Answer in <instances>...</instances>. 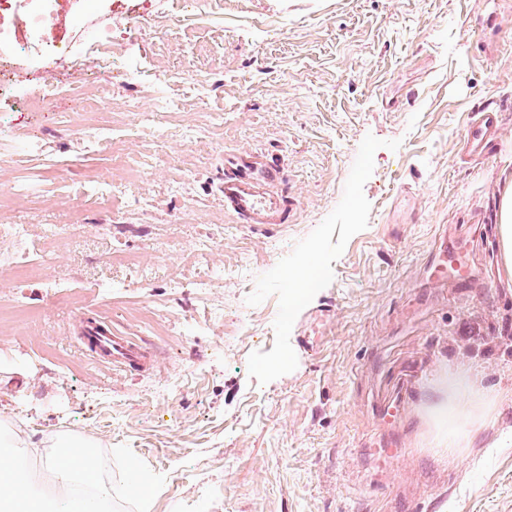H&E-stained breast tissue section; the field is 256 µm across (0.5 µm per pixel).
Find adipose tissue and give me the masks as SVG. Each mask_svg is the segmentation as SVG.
Returning a JSON list of instances; mask_svg holds the SVG:
<instances>
[{"label":"adipose tissue","mask_w":512,"mask_h":512,"mask_svg":"<svg viewBox=\"0 0 512 512\" xmlns=\"http://www.w3.org/2000/svg\"><path fill=\"white\" fill-rule=\"evenodd\" d=\"M438 442L452 448L464 447L472 430L487 424L490 410L483 391L474 381L461 376L451 380L447 400L433 410ZM87 439L62 441L45 466L55 481V492L37 497L34 474L19 471V456L9 430L0 427V512H105L109 492L97 488L91 498L76 501L71 497L75 483L89 481L96 461Z\"/></svg>","instance_id":"1"}]
</instances>
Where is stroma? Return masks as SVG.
<instances>
[{
	"instance_id": "obj_1",
	"label": "stroma",
	"mask_w": 512,
	"mask_h": 512,
	"mask_svg": "<svg viewBox=\"0 0 512 512\" xmlns=\"http://www.w3.org/2000/svg\"><path fill=\"white\" fill-rule=\"evenodd\" d=\"M58 0L36 56L0 59L10 157L0 189L38 194L26 225L45 274L16 280L25 248L0 236V423L23 448L92 439L111 512H512V274L498 198L512 176V0ZM110 28V130L74 128L71 69ZM43 101L31 112L29 99ZM178 111L138 130L136 101ZM501 137L465 161L473 113ZM39 140L42 151L29 150ZM283 168L290 218L224 207V159ZM144 165L109 199L81 176ZM448 224L467 225L471 286L429 285ZM313 285L288 286L299 267ZM206 280L203 289L196 280ZM329 317H321V310ZM102 321L145 351L108 366L82 339ZM505 392L488 427L448 454L428 408L443 375ZM411 386L404 419L380 404ZM154 486L130 499L131 471Z\"/></svg>"
}]
</instances>
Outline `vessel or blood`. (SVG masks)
<instances>
[{
	"label": "vessel or blood",
	"mask_w": 512,
	"mask_h": 512,
	"mask_svg": "<svg viewBox=\"0 0 512 512\" xmlns=\"http://www.w3.org/2000/svg\"><path fill=\"white\" fill-rule=\"evenodd\" d=\"M498 123L496 112L478 113L467 128V144L471 150H481ZM281 171L258 157L237 156L224 162V207L248 224H283L288 219L284 193L280 191ZM427 273L432 281L468 286L473 277V265L468 247L457 243L442 247L430 263ZM89 349L106 364L134 361L136 353L111 326H90L86 333Z\"/></svg>",
	"instance_id": "vessel-or-blood-1"
}]
</instances>
